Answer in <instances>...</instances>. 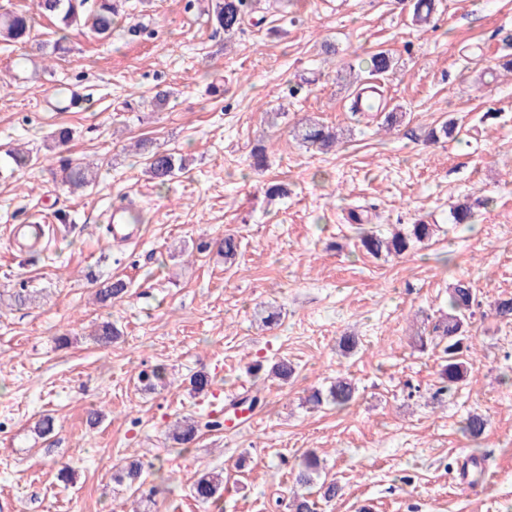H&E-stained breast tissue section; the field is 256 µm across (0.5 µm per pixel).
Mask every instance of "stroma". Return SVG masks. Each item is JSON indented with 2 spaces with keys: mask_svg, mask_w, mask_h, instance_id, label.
Wrapping results in <instances>:
<instances>
[{
  "mask_svg": "<svg viewBox=\"0 0 512 512\" xmlns=\"http://www.w3.org/2000/svg\"><path fill=\"white\" fill-rule=\"evenodd\" d=\"M207 0H127L111 40L71 32L70 50L47 57L0 44V512H131L134 494L115 475L126 458L162 460L168 481L150 512H288L290 473L305 451L324 460L340 491L319 512H512V321L491 303L512 294V0H440L429 26L412 24L409 0H259L231 38L207 21ZM336 52L323 54L324 41ZM389 52L393 73L378 79L394 128L381 114L354 113L373 51ZM83 94L80 108L52 112L57 88ZM172 95L152 103L156 90ZM336 127V147L320 152L292 136L301 119ZM452 120L456 140L432 144L431 126ZM73 139L56 145V128ZM144 139L184 155L185 173L152 181L132 149ZM39 161L16 171L10 149ZM267 168L249 166L255 147ZM100 165L79 193L62 187L51 159ZM283 195L268 196V183ZM131 199L142 232L114 241L104 222ZM481 199L471 224L450 209ZM364 229L435 225L432 240L400 257L359 247L349 208ZM48 225L47 247L16 246L8 225ZM235 234L232 266L203 241ZM128 284L104 307L94 300L108 277ZM466 278L481 303L469 327L474 365L465 384L433 396L441 348L419 350L448 311V290ZM38 293L15 305L19 288ZM262 304L282 313L267 328ZM104 321L120 337L94 343ZM354 335L352 354L339 349ZM70 339L59 348L58 336ZM288 359L294 379L252 376L255 363ZM156 364L167 386L144 389L138 372ZM208 372L212 394L193 393L191 375ZM353 379L349 406L310 410V388ZM260 389L264 407L221 430L202 432L189 450L170 431ZM102 419L89 426V410ZM488 418L479 443L460 430L469 413ZM54 430H34L42 415ZM488 462L470 485L472 451ZM245 469H238L239 458ZM75 471L70 484L58 462ZM224 475L219 506L196 500L200 473Z\"/></svg>",
  "mask_w": 512,
  "mask_h": 512,
  "instance_id": "stroma-1",
  "label": "stroma"
}]
</instances>
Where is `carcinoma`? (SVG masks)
<instances>
[{
  "label": "carcinoma",
  "instance_id": "carcinoma-1",
  "mask_svg": "<svg viewBox=\"0 0 512 512\" xmlns=\"http://www.w3.org/2000/svg\"><path fill=\"white\" fill-rule=\"evenodd\" d=\"M254 0H211L208 8V21L216 30L226 35L233 34L241 29L248 15V8ZM437 8L436 0H414L413 20L419 25H426L431 21ZM46 17L57 24L56 39L51 45V53L58 54L67 51V30L71 28L84 29L86 34L94 38H110L112 32L122 20L120 0H35V11L6 12L0 14V41L13 43L20 48H26L31 42L32 32L37 19ZM395 63L392 56L385 51H376L369 54L367 59L368 72L372 74H386L393 71ZM456 125L453 121H444L431 128L427 138L431 142L455 137ZM295 137L304 144L318 149L332 147L338 134L332 126L315 119H308L294 128ZM147 151L146 164L151 179L158 185L164 186L174 175L186 169L188 160L182 156L159 148L151 149L141 145ZM61 172V185L78 190L92 184L96 179V172L88 166L73 163L69 158L59 159ZM482 201L468 200L456 205L451 213L455 224H469L474 218V209ZM433 234V225L420 222L411 225L410 229L403 231L396 229L387 236L366 233L360 236L359 243L366 253L379 256L382 254L401 256L410 248L413 242H422ZM216 249L217 254L224 256V263H235L239 255L240 242L233 234H226L224 238L214 243L202 242L197 245L198 251ZM127 292V284L121 279H107L103 281L96 291V300L99 304L107 306L121 299ZM480 302L473 292L471 284L465 280H458L451 288L449 294L450 313L448 317L433 327L436 339L443 343V353L446 363L440 372V387L436 396L441 397L456 388L466 379L471 365L472 342L469 336V324ZM119 336L117 328L104 322L96 334V342L102 347H108ZM139 382L146 388L153 389L163 380V368L155 366L145 369L138 376ZM191 389L197 394L210 392L213 379L209 373L199 371L189 380ZM355 383L347 377H338L331 384L327 392L312 391L306 403L317 408L327 401L338 407L350 404L356 396ZM223 427L219 417L207 418L206 421L187 418L176 425L172 432V440L181 448L194 444L202 430H219ZM487 428V419L481 414L468 415L462 426V432L471 440L480 439ZM164 465L144 463L138 459L129 461L116 476V480L127 483L140 495L139 507L148 506L153 498L161 492L162 483L166 481L163 473ZM322 469L321 459L314 451L304 455L302 463L295 473V482L301 487L313 485L320 477ZM155 480L147 482L148 476ZM224 478L220 474L204 473L192 484L193 496L205 503L215 502L221 496ZM289 512H318V501L306 494L297 495L288 504Z\"/></svg>",
  "mask_w": 512,
  "mask_h": 512
}]
</instances>
